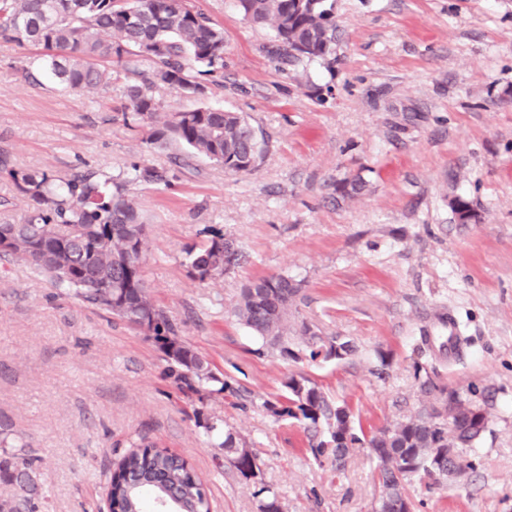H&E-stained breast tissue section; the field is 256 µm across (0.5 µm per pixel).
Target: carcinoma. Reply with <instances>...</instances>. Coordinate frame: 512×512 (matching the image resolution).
<instances>
[{
	"instance_id": "obj_1",
	"label": "carcinoma",
	"mask_w": 512,
	"mask_h": 512,
	"mask_svg": "<svg viewBox=\"0 0 512 512\" xmlns=\"http://www.w3.org/2000/svg\"><path fill=\"white\" fill-rule=\"evenodd\" d=\"M244 19L274 34L275 53L285 64L325 58L336 45V20L327 0H237ZM0 42H28L44 51V66L73 90L93 91L112 83L115 63L134 78L122 111L148 128V142L182 144L187 157H204L229 172L255 167L262 153L256 128L238 112L201 105L183 112L160 111L153 88L193 85L189 95L202 98L209 83L224 75V31L189 0H0ZM6 174L29 200L32 212L23 224H0L10 239L0 259L23 261L57 288L144 333L158 345L168 375L184 395L222 394L227 384L181 336L179 324L151 299L142 263L148 248L146 225L126 182L169 183L168 172L133 164L127 181L92 173L69 177L45 170L14 167L0 155ZM205 247L188 252V268L205 282L248 261L236 241L209 231ZM301 283L273 274L247 283L232 313L261 342L258 353L277 350L297 361L290 347L288 316ZM288 396L264 406L288 416L312 432L311 452L318 462L344 466L350 450L367 446L375 461L380 488L375 512H408V486L415 478L436 481L453 474L450 448H472L489 427L484 405L454 393L431 406L381 427L371 435L356 428L345 406L332 405L303 374L284 382ZM225 463L242 477L260 473L258 459L231 431L219 443ZM120 476L108 490L111 512H146L156 496L172 501L177 512H210L201 478L181 456L140 437L118 462ZM0 479L19 486L23 495L0 503V512H21L37 494L31 461L0 460ZM260 512H281L278 494L264 487Z\"/></svg>"
}]
</instances>
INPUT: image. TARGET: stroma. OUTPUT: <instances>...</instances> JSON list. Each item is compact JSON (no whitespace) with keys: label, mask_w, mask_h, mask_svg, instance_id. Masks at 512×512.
Returning <instances> with one entry per match:
<instances>
[{"label":"stroma","mask_w":512,"mask_h":512,"mask_svg":"<svg viewBox=\"0 0 512 512\" xmlns=\"http://www.w3.org/2000/svg\"><path fill=\"white\" fill-rule=\"evenodd\" d=\"M224 31V83L207 102L245 115L264 138L255 168L230 173L172 143H147L124 122L127 80L92 92L59 85L40 48L0 42V153L14 166L125 180L131 163L168 169L170 185L128 183L147 227L144 278L155 304L228 381L191 402L152 339L56 288L23 262H0V459H32L37 512H98L115 463L146 435L203 479L212 512H259L269 485L283 512H372L368 449L343 470L316 462L303 426L268 412L304 372L365 432L478 388L489 429L463 457L476 467L414 484L413 512H512V0H335V51L298 66L269 53L271 30L234 0H193ZM362 178L356 198L339 185ZM477 219L458 223L453 200ZM223 230L249 256L201 283L187 252ZM301 282L289 321L356 350L296 363L257 354L230 313L249 281ZM452 316L463 340L449 357L436 335ZM385 376H378L381 363ZM436 390L424 394L423 382ZM244 438L261 472L224 464L199 419Z\"/></svg>","instance_id":"stroma-1"}]
</instances>
